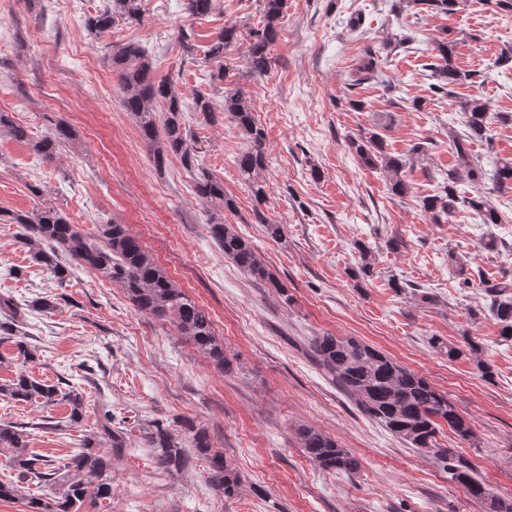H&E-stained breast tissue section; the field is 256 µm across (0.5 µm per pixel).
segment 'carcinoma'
Listing matches in <instances>:
<instances>
[{
    "label": "carcinoma",
    "instance_id": "1",
    "mask_svg": "<svg viewBox=\"0 0 512 512\" xmlns=\"http://www.w3.org/2000/svg\"><path fill=\"white\" fill-rule=\"evenodd\" d=\"M110 7L84 20L90 32H105L118 24H133L141 18V0H109ZM422 5L426 11L451 15L461 0H408ZM263 20L247 31L248 69L265 73L271 63L270 47L278 38L277 27L284 13L286 0H263ZM213 0H184L188 15L199 17L212 10ZM236 26L224 27L208 45L207 55L219 60L224 49L238 40ZM456 44L446 38L435 43V62L430 64L429 91L449 96L452 89L467 83L471 73L453 63ZM112 69L118 73L123 104L131 114L142 139L153 148L157 166L171 155L180 157L194 179L196 195L206 201H220L228 210L234 200L224 195V185L196 164V158L183 129L184 105L179 94L164 79L152 74V63L145 49L136 41L126 42L112 50ZM350 86L374 81L379 77L378 61L368 54L352 70ZM163 111H157V105ZM195 111L205 118H215L210 98L201 91L194 93ZM236 128L249 142L250 148L238 158L239 172L256 201L266 197L260 174L266 168V133L257 122L250 99L241 88L224 91V108ZM463 129L450 133L449 149L455 164L440 173L438 192L424 197L422 207L433 224H442L460 210L475 214L482 224H499L501 218L487 197L489 191L512 190V158H500L489 168L472 153L471 143L484 141L492 146V118L512 123V114L498 112L491 116L488 105L478 97L460 104ZM0 131L14 139L31 144L35 154L49 160L58 146L71 141L75 133L70 126L58 123L53 132L39 140L30 139L27 127L17 123L7 112H0ZM351 149L363 166L380 169L389 178V190L399 196L410 190L406 179L407 159L385 149L377 133L350 139ZM257 223L265 225L266 233L276 241L284 239L283 226L255 214ZM20 227V245L29 253L31 263L42 268L51 279L63 286L70 281L76 267L95 272L120 286L134 308L167 321L178 335L190 343L216 368L228 373L231 361L225 355L224 343L215 336L210 313L160 268L143 244L123 224L100 225L101 243L92 244L77 224L68 221L61 210L34 208L30 212H0V222ZM210 236L220 245L224 257L251 279L283 294V284L261 260L254 246L217 214L208 218ZM489 311L500 325L499 336L512 344V281L479 280ZM57 302L50 296L20 303L10 294H0V342L10 341L15 348L13 360L24 365L35 359L36 349L26 341L25 312L38 310L51 313ZM310 356L322 373L366 417L378 422L387 431L410 447L433 457L448 471L452 481L464 486L470 498L485 512H512V500L498 496L459 454L458 449L440 443L443 427L463 444L480 447V439L469 421L428 380L400 364L374 346L353 337L324 334L309 342ZM465 354L471 356L483 375L489 366L481 358L479 346L469 344L463 350L453 344L446 348L448 359ZM0 397L18 403H35L43 408L64 405L69 409L66 423L79 424L85 414L83 393L68 379L47 383L25 371L0 383ZM29 433L9 423L0 424V451H10V463L16 478L0 480V500L11 501L22 496L24 483L41 485L42 492L25 499L27 512H95L97 504L112 497V462L122 458L126 449L124 429L112 424V414L105 412L97 430L81 437L76 448L61 465L31 453ZM304 452L311 462L326 472L347 475L355 473L359 460L336 440L313 428L299 429ZM159 469L178 475L193 467L194 456L208 462L211 489L225 498L239 493L240 479L224 459V453L212 448L208 432L184 421L179 428L155 422L143 431Z\"/></svg>",
    "mask_w": 512,
    "mask_h": 512
}]
</instances>
